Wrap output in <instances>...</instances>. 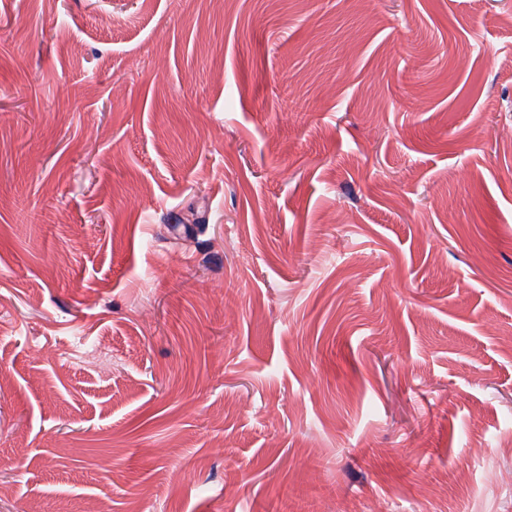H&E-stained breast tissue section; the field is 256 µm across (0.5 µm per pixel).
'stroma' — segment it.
Segmentation results:
<instances>
[{
  "label": "stroma",
  "mask_w": 512,
  "mask_h": 512,
  "mask_svg": "<svg viewBox=\"0 0 512 512\" xmlns=\"http://www.w3.org/2000/svg\"><path fill=\"white\" fill-rule=\"evenodd\" d=\"M512 512V0H0V512Z\"/></svg>",
  "instance_id": "stroma-1"
}]
</instances>
